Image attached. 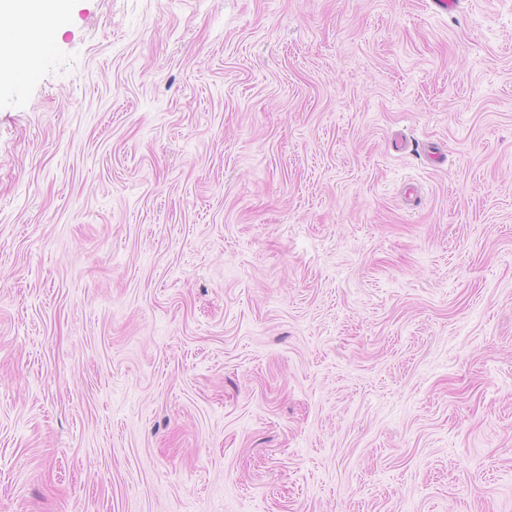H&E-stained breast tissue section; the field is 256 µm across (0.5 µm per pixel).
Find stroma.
Segmentation results:
<instances>
[{
	"instance_id": "35a3bbf8",
	"label": "stroma",
	"mask_w": 512,
	"mask_h": 512,
	"mask_svg": "<svg viewBox=\"0 0 512 512\" xmlns=\"http://www.w3.org/2000/svg\"><path fill=\"white\" fill-rule=\"evenodd\" d=\"M0 84V512H512V0H66Z\"/></svg>"
}]
</instances>
